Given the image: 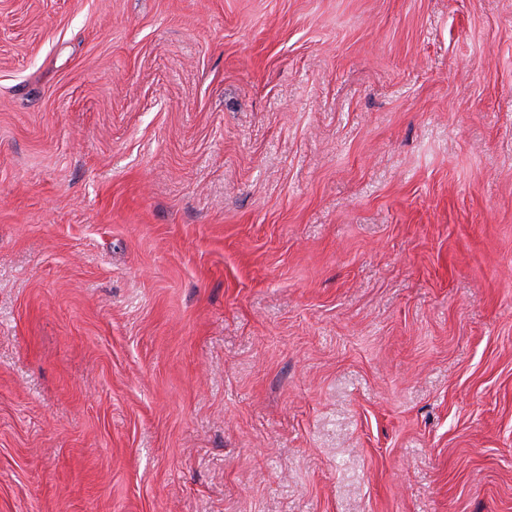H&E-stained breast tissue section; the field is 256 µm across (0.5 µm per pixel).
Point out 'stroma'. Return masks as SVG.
<instances>
[{"label":"stroma","mask_w":512,"mask_h":512,"mask_svg":"<svg viewBox=\"0 0 512 512\" xmlns=\"http://www.w3.org/2000/svg\"><path fill=\"white\" fill-rule=\"evenodd\" d=\"M0 512H512V0H0Z\"/></svg>","instance_id":"1"}]
</instances>
